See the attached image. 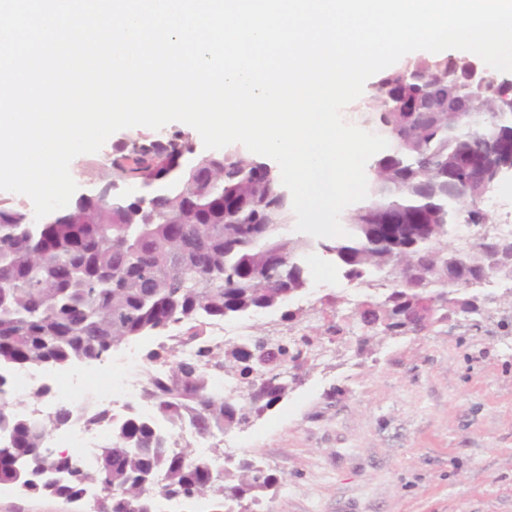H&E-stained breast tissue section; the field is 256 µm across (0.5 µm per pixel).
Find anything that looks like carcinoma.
<instances>
[{
	"label": "carcinoma",
	"instance_id": "carcinoma-1",
	"mask_svg": "<svg viewBox=\"0 0 512 512\" xmlns=\"http://www.w3.org/2000/svg\"><path fill=\"white\" fill-rule=\"evenodd\" d=\"M466 56H423L383 73L368 97L351 108L364 130L389 146L368 168L369 196L343 213L350 233L317 243L336 257L345 277L384 285L351 310L327 295L317 336L254 335L228 348H200L177 359L169 340L197 346L214 322L281 310L287 329L305 321L288 303L308 282L312 244L274 230L288 224L292 205L280 197L279 170L237 148L199 153L182 130L139 135L86 164L90 193L48 220L0 199V392L11 370H64L97 363L142 336L158 342L145 353L156 365L143 398L153 416L132 415L115 426L94 460L53 448L50 431L66 426L77 408L55 404L33 420L0 400V484L21 479L16 460L54 473L27 483L28 493L81 501L88 512H156L161 498L209 499L219 507L270 489L277 478L247 464L237 482L185 445L167 447L158 420L185 423L219 439L279 404L293 369L315 362L321 338L360 325L363 335L417 334L477 310L470 287L490 276L512 281V242L448 241L455 224L494 223L482 207L512 159L492 155L493 141L512 139V113L503 89L512 76L493 68L489 81L469 82ZM465 156L487 162L474 178L458 167ZM238 383L241 394L215 390L214 377ZM43 385L15 398L22 405L51 396Z\"/></svg>",
	"mask_w": 512,
	"mask_h": 512
}]
</instances>
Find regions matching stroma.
Segmentation results:
<instances>
[{
    "label": "stroma",
    "instance_id": "stroma-1",
    "mask_svg": "<svg viewBox=\"0 0 512 512\" xmlns=\"http://www.w3.org/2000/svg\"><path fill=\"white\" fill-rule=\"evenodd\" d=\"M294 297L317 322L324 295H346L333 256ZM237 459L277 478L260 512H512V306L407 336L337 344L288 395L231 433ZM15 492L0 512H79Z\"/></svg>",
    "mask_w": 512,
    "mask_h": 512
}]
</instances>
